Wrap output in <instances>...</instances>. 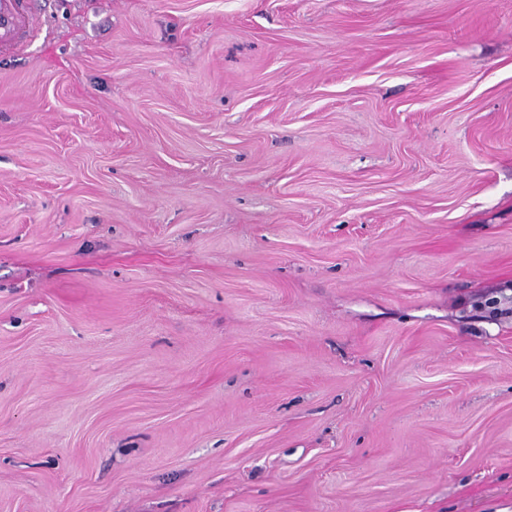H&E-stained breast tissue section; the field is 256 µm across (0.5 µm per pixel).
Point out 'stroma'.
<instances>
[{
    "label": "stroma",
    "instance_id": "1",
    "mask_svg": "<svg viewBox=\"0 0 512 512\" xmlns=\"http://www.w3.org/2000/svg\"><path fill=\"white\" fill-rule=\"evenodd\" d=\"M30 10L0 512H512V0Z\"/></svg>",
    "mask_w": 512,
    "mask_h": 512
}]
</instances>
